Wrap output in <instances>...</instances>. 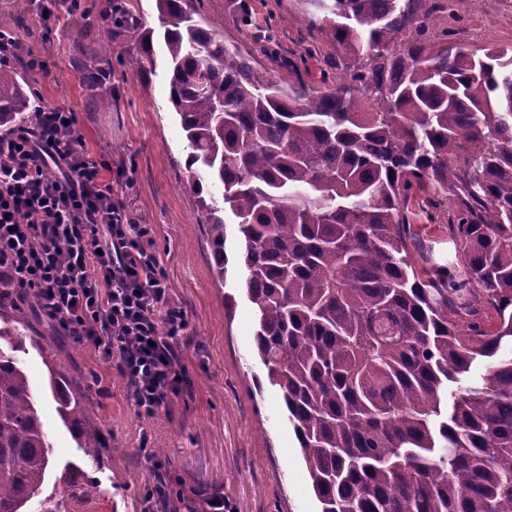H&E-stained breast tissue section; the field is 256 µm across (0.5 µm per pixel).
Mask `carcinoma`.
Returning <instances> with one entry per match:
<instances>
[{"label": "carcinoma", "mask_w": 512, "mask_h": 512, "mask_svg": "<svg viewBox=\"0 0 512 512\" xmlns=\"http://www.w3.org/2000/svg\"><path fill=\"white\" fill-rule=\"evenodd\" d=\"M310 2L309 25L358 60L343 76L278 81L196 19L195 0H156L160 31H140L127 67L144 73L161 43L183 186L221 280L238 227L254 352L320 512H512V48L467 49L466 28L437 25L448 0ZM30 95L0 77L1 131L35 121ZM426 189L440 208L456 199L458 278L417 274L407 206ZM36 309L1 288L0 343L43 353L59 416L95 463L102 430L73 391L66 339L31 334ZM477 363L482 384L448 391ZM51 448L28 376L0 348V512L102 497L67 472L63 503L39 498Z\"/></svg>", "instance_id": "cac0c4a2"}]
</instances>
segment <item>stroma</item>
<instances>
[{"label": "stroma", "mask_w": 512, "mask_h": 512, "mask_svg": "<svg viewBox=\"0 0 512 512\" xmlns=\"http://www.w3.org/2000/svg\"><path fill=\"white\" fill-rule=\"evenodd\" d=\"M58 3L59 18L46 41L37 11H30L20 26L15 0H0V25H16L18 53L25 60L21 66H0V73L22 77L46 100L75 112L92 157L111 170L113 198L132 223L150 225L151 249L170 285V302L184 314L181 364L190 385L175 398L159 428L139 416L116 370L97 361L90 348L70 347L73 385L88 402L93 419L104 426L106 459L114 455L129 461V474L115 476L106 460L95 465L84 457L64 426L41 354L32 348L18 353L52 438L47 491H55L65 467L74 465L99 481L105 492L94 512H140L143 490L153 480L142 445L158 440L165 445V458L179 480L176 490L185 502L198 504L220 492L233 512H319L278 390L268 383L267 370L254 353L255 314L238 286L237 227H227L228 264L224 277H217L196 199L181 184L187 143L168 100L165 63L157 61L147 74L132 73L125 61L135 54L136 42L114 34L119 20L141 29L158 27L156 0ZM237 3L198 0L197 7L226 43L266 63L254 28L234 22ZM250 4L254 27L275 21L282 57L298 58L308 45H316L317 52L308 61L309 80L353 63V56L334 42L304 28L305 17L313 12L308 0H250ZM450 7V13L441 15V24L450 26L455 18H462L471 48L512 44V0H451ZM76 14L84 19L79 32L71 26ZM80 36L89 46L81 59L72 48ZM88 67L104 72L103 84L85 81L83 71ZM427 198V193H419L408 212L411 250L422 275L456 260L448 215L428 216ZM228 293L235 297L229 308L224 305ZM93 373L109 386V397L100 396L93 387L89 380Z\"/></svg>", "instance_id": "obj_1"}]
</instances>
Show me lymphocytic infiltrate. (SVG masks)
I'll return each instance as SVG.
<instances>
[{"label":"lymphocytic infiltrate","mask_w":512,"mask_h":512,"mask_svg":"<svg viewBox=\"0 0 512 512\" xmlns=\"http://www.w3.org/2000/svg\"><path fill=\"white\" fill-rule=\"evenodd\" d=\"M0 284L31 289L42 316L92 346L152 418L189 383L182 312L151 250L93 160L72 110L43 100L35 126L0 137Z\"/></svg>","instance_id":"f902f5d3"}]
</instances>
